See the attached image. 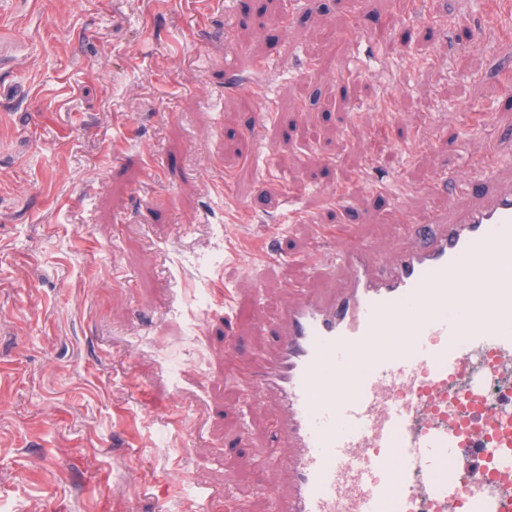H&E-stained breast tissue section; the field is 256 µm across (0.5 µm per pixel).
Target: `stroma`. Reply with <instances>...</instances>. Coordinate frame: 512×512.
<instances>
[{
	"label": "stroma",
	"mask_w": 512,
	"mask_h": 512,
	"mask_svg": "<svg viewBox=\"0 0 512 512\" xmlns=\"http://www.w3.org/2000/svg\"><path fill=\"white\" fill-rule=\"evenodd\" d=\"M391 22L375 44L374 20ZM360 34L340 38L349 20ZM469 34H462L461 26ZM411 43H403L404 30ZM259 81L252 104L225 89ZM391 95L382 116L374 104ZM464 110L481 113L463 125ZM413 185L420 223L436 182L512 158V40L491 0H10L0 17V512H182L196 488L270 512L284 470L267 405L236 380L224 327L247 352L270 337L283 281L303 278L313 225L404 239L356 172ZM160 175L146 184L144 158ZM238 174L255 220L224 223L205 192ZM343 195L347 209L326 198ZM316 222V223H317ZM295 261L252 265L234 236ZM236 295L225 313L212 294Z\"/></svg>",
	"instance_id": "35a3bbf8"
}]
</instances>
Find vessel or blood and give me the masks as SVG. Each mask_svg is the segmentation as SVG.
I'll return each mask as SVG.
<instances>
[{
	"instance_id": "obj_1",
	"label": "vessel or blood",
	"mask_w": 512,
	"mask_h": 512,
	"mask_svg": "<svg viewBox=\"0 0 512 512\" xmlns=\"http://www.w3.org/2000/svg\"><path fill=\"white\" fill-rule=\"evenodd\" d=\"M487 175L457 182L411 246L346 243L314 267L328 287L286 280L277 316L258 315L271 348L239 375L253 403L274 397V512H512V174ZM210 192L225 223L251 222L223 180ZM491 267L508 275L487 289Z\"/></svg>"
}]
</instances>
